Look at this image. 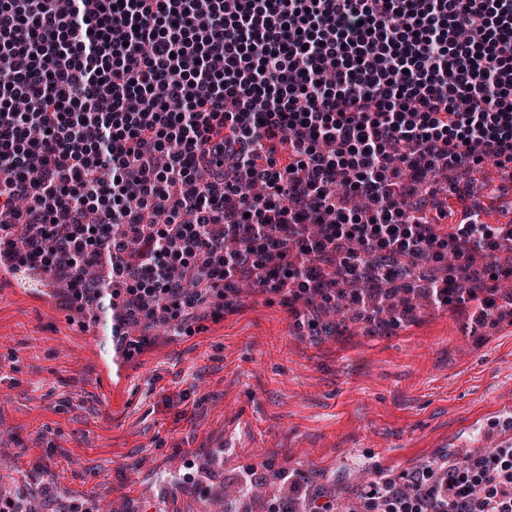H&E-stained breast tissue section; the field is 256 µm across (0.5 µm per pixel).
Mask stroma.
I'll return each mask as SVG.
<instances>
[{"label":"stroma","instance_id":"stroma-1","mask_svg":"<svg viewBox=\"0 0 512 512\" xmlns=\"http://www.w3.org/2000/svg\"><path fill=\"white\" fill-rule=\"evenodd\" d=\"M206 313L193 312L199 332L151 333L116 361L103 331L0 278V456L18 483L48 488L42 512H198L197 489L164 476L217 451L219 486L249 466L342 482L512 437V323L475 332L451 307L317 341L258 287L223 320Z\"/></svg>","mask_w":512,"mask_h":512}]
</instances>
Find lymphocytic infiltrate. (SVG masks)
I'll list each match as a JSON object with an SVG mask.
<instances>
[{
	"mask_svg": "<svg viewBox=\"0 0 512 512\" xmlns=\"http://www.w3.org/2000/svg\"><path fill=\"white\" fill-rule=\"evenodd\" d=\"M490 206L512 211V0H0V268L115 335L192 333L246 278L292 306L373 258L471 267L512 237ZM509 278L434 294L482 326ZM358 512H512V445L370 481Z\"/></svg>",
	"mask_w": 512,
	"mask_h": 512,
	"instance_id": "lymphocytic-infiltrate-1",
	"label": "lymphocytic infiltrate"
}]
</instances>
